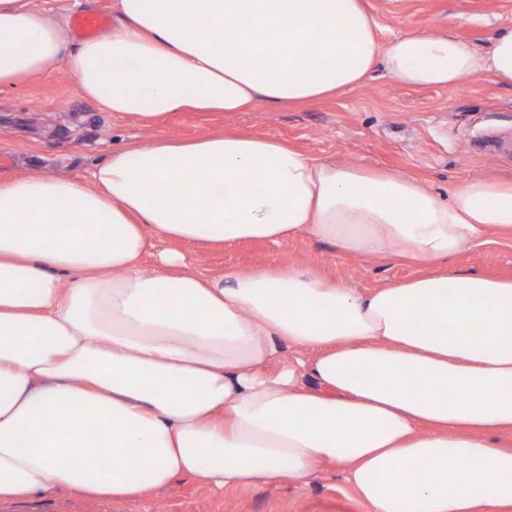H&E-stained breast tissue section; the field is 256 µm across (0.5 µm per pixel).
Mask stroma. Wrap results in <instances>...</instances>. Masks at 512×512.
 I'll return each instance as SVG.
<instances>
[{"label": "stroma", "mask_w": 512, "mask_h": 512, "mask_svg": "<svg viewBox=\"0 0 512 512\" xmlns=\"http://www.w3.org/2000/svg\"><path fill=\"white\" fill-rule=\"evenodd\" d=\"M381 45L417 27L450 32L487 52L512 29V0H365ZM245 130L283 138L309 156L361 164L411 177L448 199L473 178H512V152L476 144L480 130L512 134V86L485 73L454 87L412 88L384 70L374 79L295 108L264 103L248 112H174L158 119L103 112L81 97L64 68L0 91V175L87 177L112 148L128 141L196 138ZM192 270L217 274L266 264L312 267L346 288L370 291L420 275L421 267L384 255L343 257L300 234L279 244L238 243L218 251L182 245ZM449 269L512 278V242L474 245L449 257ZM0 512H368L331 469L308 483L282 480L246 490L206 488L182 476L139 501L92 500L59 488L0 502Z\"/></svg>", "instance_id": "obj_1"}]
</instances>
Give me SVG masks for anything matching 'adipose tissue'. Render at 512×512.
Returning <instances> with one entry per match:
<instances>
[{
  "instance_id": "obj_1",
  "label": "adipose tissue",
  "mask_w": 512,
  "mask_h": 512,
  "mask_svg": "<svg viewBox=\"0 0 512 512\" xmlns=\"http://www.w3.org/2000/svg\"><path fill=\"white\" fill-rule=\"evenodd\" d=\"M375 29L363 0H113L111 29L78 40L36 0H0V91L62 62L100 111L158 118L309 105L380 66L416 87L512 85V31L482 54L425 28L383 48ZM298 234L433 264L512 241V180L443 202L249 133L129 143L85 181L0 177V502L332 467L369 512H512V280L359 293L294 265L201 276L175 250L141 269L159 240Z\"/></svg>"
}]
</instances>
